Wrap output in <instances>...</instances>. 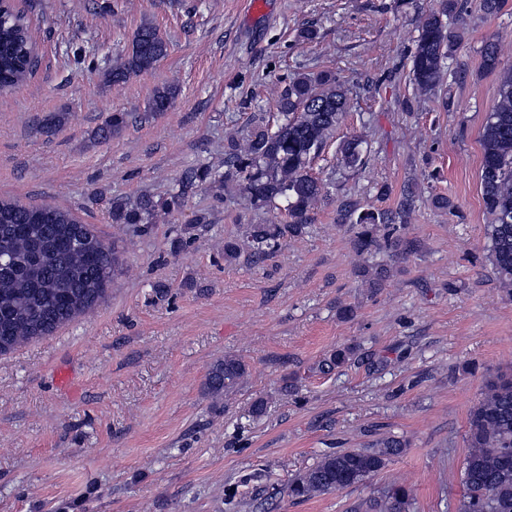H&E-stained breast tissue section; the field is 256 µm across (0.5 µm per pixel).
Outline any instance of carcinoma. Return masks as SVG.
<instances>
[{"instance_id": "cac0c4a2", "label": "carcinoma", "mask_w": 512, "mask_h": 512, "mask_svg": "<svg viewBox=\"0 0 512 512\" xmlns=\"http://www.w3.org/2000/svg\"><path fill=\"white\" fill-rule=\"evenodd\" d=\"M469 0H437L420 18L410 54L413 100L445 93L448 69L463 29L450 27L468 12ZM31 33L24 13L12 9L0 14V91L31 76L38 53L30 48ZM168 54V43L151 24L140 26L131 48L106 70V80L118 85L153 68ZM482 68L501 65L498 46L490 41L481 50ZM178 96L174 85L158 87L149 106L167 111ZM276 123L264 113L253 115L246 133L224 145V174L208 167L194 169L189 183L238 186L256 211L279 210V224H248L241 236L224 241V262L247 255L261 259L276 252L282 242L309 233L312 213L330 195L332 178L312 175V163L333 138L349 109L348 91L330 70L298 73L277 95ZM127 124L124 112H114L96 136L119 134ZM480 185L487 224V259L497 274L500 290L512 298V67L503 72L498 99L487 113L482 136ZM366 141L359 136L343 140L337 164L345 170L365 165ZM179 189L166 198L143 195L135 200L112 199V223L128 224L147 233L161 216L182 206ZM415 196L402 195L395 209H363L351 200L337 205L336 223L348 225L356 254L363 258L358 274L366 288H379L388 277L382 256L404 255L409 242L397 235L408 223ZM120 267L117 249L102 245L90 224H82L51 204L26 205L0 200V355L17 346L50 336L76 316L92 309L107 294ZM357 346L336 349L322 364L330 371L354 360ZM247 365L235 355L211 366L205 387L220 398L239 387ZM463 462L464 494L459 512H512V374L487 379L472 408L466 431ZM406 443L390 434L368 448H352L322 457L294 476L288 496L295 500L338 492L362 484L402 453ZM413 497L403 484L391 483L351 512H412Z\"/></svg>"}]
</instances>
